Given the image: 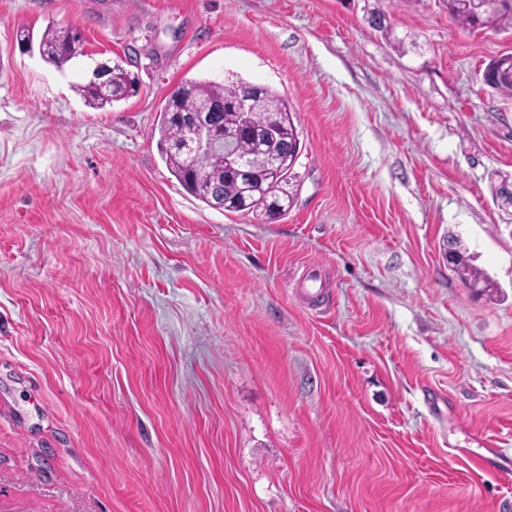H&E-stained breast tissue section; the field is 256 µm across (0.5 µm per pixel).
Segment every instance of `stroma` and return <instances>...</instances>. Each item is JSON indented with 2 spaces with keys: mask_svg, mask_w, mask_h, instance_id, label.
I'll list each match as a JSON object with an SVG mask.
<instances>
[{
  "mask_svg": "<svg viewBox=\"0 0 512 512\" xmlns=\"http://www.w3.org/2000/svg\"><path fill=\"white\" fill-rule=\"evenodd\" d=\"M50 24L85 55L19 47ZM506 53L447 0H0V512H512L465 455L512 453ZM97 61L137 94L85 106ZM228 77L294 109L273 221L158 150L170 92ZM504 54L492 59L485 67L484 79L491 89L507 96H512V54L510 59ZM452 253V258H451ZM450 253V249L448 248V257L451 260V263L456 267L461 279L465 281L467 285L471 284H479L482 283L483 288H487V279L485 276L481 274L476 268L472 267L468 260L465 258L463 253L459 249H452Z\"/></svg>",
  "mask_w": 512,
  "mask_h": 512,
  "instance_id": "1",
  "label": "stroma"
}]
</instances>
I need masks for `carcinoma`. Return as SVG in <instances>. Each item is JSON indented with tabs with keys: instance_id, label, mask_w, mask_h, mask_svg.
I'll use <instances>...</instances> for the list:
<instances>
[{
	"instance_id": "cac0c4a2",
	"label": "carcinoma",
	"mask_w": 512,
	"mask_h": 512,
	"mask_svg": "<svg viewBox=\"0 0 512 512\" xmlns=\"http://www.w3.org/2000/svg\"><path fill=\"white\" fill-rule=\"evenodd\" d=\"M447 2L448 14L464 28L512 31V0H477L472 6L462 3L461 0ZM79 37L80 33L71 28L51 26L45 29L39 40L40 55L44 61L61 67L71 60L65 50ZM484 79L491 89L512 96V58L505 59L500 55L491 60ZM111 81L110 93L101 90L95 77L79 85L78 91L89 106L104 109L129 97L130 91L138 86L137 79L119 66L112 68ZM248 89L247 82L241 79L229 84L196 80L189 92L166 99L158 115L155 132L159 136L160 154L166 168L187 193L208 207L212 206L216 196L222 195L224 210L227 212L248 211L269 218L282 215L290 208L298 188L294 184V166L301 152V141L286 97L266 87L256 112L252 113V123L256 127L276 120L284 131L285 148L288 149V162L283 169L276 175L262 177L254 188L245 187L227 173L222 150L189 158L171 148L174 142L186 136L184 126L175 120L174 113L197 112L208 103L230 101ZM232 150L251 159L256 166L263 165L257 142L245 132L234 141ZM451 263L466 284L480 283L483 287H488L485 276L472 267L457 248L452 250Z\"/></svg>"
}]
</instances>
